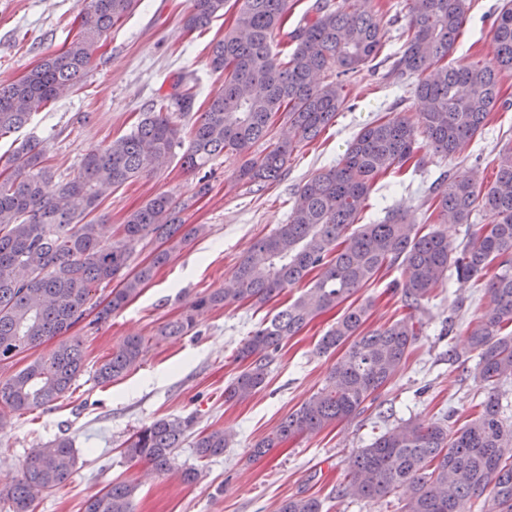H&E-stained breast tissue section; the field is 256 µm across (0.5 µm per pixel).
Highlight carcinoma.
<instances>
[{"label": "carcinoma", "mask_w": 512, "mask_h": 512, "mask_svg": "<svg viewBox=\"0 0 512 512\" xmlns=\"http://www.w3.org/2000/svg\"><path fill=\"white\" fill-rule=\"evenodd\" d=\"M139 0H87L80 35L61 53L44 57L17 81L0 83V137L25 126L47 102L79 84L99 40ZM229 0H193L185 17L189 30L204 28L224 15ZM232 24L210 51L209 66L224 75L204 112L188 130L183 165L196 172L224 154L246 155L235 178L258 189L282 175L295 145L314 140L335 121L344 106L345 82L373 61L385 32L371 0H322L312 17L287 33L291 50H272L275 33L288 18V0H239ZM400 51L387 56V75L413 86L421 112L412 118L396 112L365 126L336 164L298 187L285 224L258 239L233 272L232 288L199 296L191 309L161 329L163 336L193 330L204 312L241 300L263 305L290 288L303 292L271 320L260 323L241 342L236 359L246 368L224 388V401H240L260 390L286 339L302 333L321 313L348 306L324 336L322 353L343 350L324 386L281 419L256 442L250 456L260 458L289 438L317 433L353 418L398 373L421 335L413 316L363 329L373 300H351L384 269L400 270L393 288L405 306L422 301L451 281L483 280L489 305L467 324L476 352L475 378L486 391L480 411L462 427L442 421L423 425L404 420L357 450L346 468L339 498L378 502L402 486L412 494L403 512H465V505L489 493L493 512H512V422L504 415L500 385L512 381V147L498 154L496 176L486 183L479 164L463 173L442 172L426 190L424 224L389 209L360 223L377 177L400 169L423 148L445 158L464 154L481 133L500 99L499 75L512 70V3L502 5L493 22L496 56L491 61L448 62L461 34L468 0H407ZM335 79L319 83L317 76ZM192 88L175 92L142 113L134 129L103 147L88 151L79 171L43 190L53 178L45 144L19 143L9 159L13 172L0 178V364L64 336L92 309L105 322L123 309L184 245L202 235V224H186L187 203L161 192L131 212L122 238L107 237L103 224L89 220L104 194L160 166L182 146L181 127L168 115L191 110ZM283 112L292 140L277 142L259 157L252 146L272 139L274 117ZM489 221L456 244L448 234L424 225L473 224L476 212ZM358 225L354 231L353 225ZM162 240L150 260L130 267L135 244ZM317 278L311 286L306 280ZM120 278L102 303L98 287ZM147 349L141 336L125 338L99 365L96 378L109 383L135 368ZM84 356L77 341H65L47 359H36L0 380V407L28 411L65 396L82 372ZM194 419L159 418L126 441L124 454L160 473L171 466ZM229 437L222 429L202 432L192 442L197 458L224 454ZM72 440L61 435L32 449L18 482L0 490L10 512H33L36 500L65 484L73 474ZM136 487L113 482L89 498L85 512H131ZM279 512H323L316 496L282 501Z\"/></svg>", "instance_id": "obj_1"}]
</instances>
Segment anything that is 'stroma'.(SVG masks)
<instances>
[{"label":"stroma","instance_id":"35a3bbf8","mask_svg":"<svg viewBox=\"0 0 512 512\" xmlns=\"http://www.w3.org/2000/svg\"><path fill=\"white\" fill-rule=\"evenodd\" d=\"M407 0H372L374 14L386 33L384 53L401 48ZM501 0H471L455 58L491 60L495 43L490 15ZM192 0H141L140 5L103 37L86 74L69 92L52 100L19 131L0 137V169L13 149L33 136L43 140L56 177L77 171L88 150L129 133L162 95L172 93L178 75L190 76L195 93L192 116L204 111L223 78L208 61L214 42L222 38L232 14L209 26L187 30L184 19ZM82 0H0V80L27 74L40 60L62 51L81 29ZM500 100L488 123L470 144L480 155L483 175L493 180L499 151L512 146V73L502 77ZM347 107L335 123L313 141L292 152L281 178L263 190L251 191L236 181L239 156L215 160L208 191L198 174L186 171L180 153H173L153 173L107 194L94 217L110 225L120 239L127 216L160 192L189 201L183 218L202 224L204 235L177 251L157 271L142 293L125 308L96 325L83 320L70 332L81 342L84 368L65 397L31 411L13 413L0 431V489L21 475L30 449L65 434L74 441L77 463L69 482L43 496L35 512H84L89 497L114 481L136 485L132 512H278L290 496H316L326 512H400L402 496L377 503L337 499L346 463L358 448L399 422L428 424L453 416L463 424L472 405L485 397L474 379L475 354L467 350L465 331L487 305L480 283L468 282L453 292L436 291L415 316L422 334L406 363L361 415L334 423L320 432L289 439L257 460L249 450L289 411L322 388L337 354H319L321 336L334 324L335 311L316 317L298 336L285 341L270 367L263 388L246 400L228 402L224 388L243 368L234 352L261 321L270 320L294 300L292 288L263 306L238 302L204 313L187 335L162 338L159 329L176 320L200 294L228 287L240 259L260 238L286 223L295 190L317 170L337 161L348 143L367 124L392 112L416 114L419 105L409 88L399 86L384 69L361 71L346 87ZM457 159L427 155L423 170L380 177L363 218L397 208L420 219L421 189L440 171H460ZM397 270L380 272L362 289L374 298L367 328L374 329L405 315L400 294L390 290ZM143 336L147 351L140 365L112 382L94 375L124 337ZM194 417V432L223 429L231 442L223 455L199 461L190 443L175 452L171 472L151 471L126 459L123 443L144 424L158 418ZM199 468L197 483L178 474Z\"/></svg>","mask_w":512,"mask_h":512}]
</instances>
